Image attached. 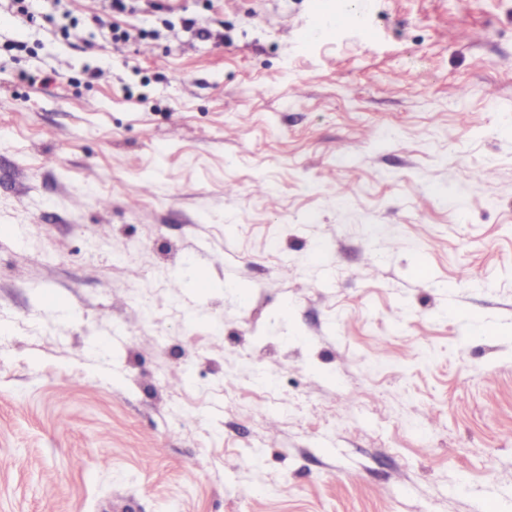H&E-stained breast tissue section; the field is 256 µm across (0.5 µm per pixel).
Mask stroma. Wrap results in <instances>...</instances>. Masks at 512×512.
<instances>
[{
    "label": "stroma",
    "instance_id": "35a3bbf8",
    "mask_svg": "<svg viewBox=\"0 0 512 512\" xmlns=\"http://www.w3.org/2000/svg\"><path fill=\"white\" fill-rule=\"evenodd\" d=\"M157 2L0 9V512H512V0Z\"/></svg>",
    "mask_w": 512,
    "mask_h": 512
}]
</instances>
